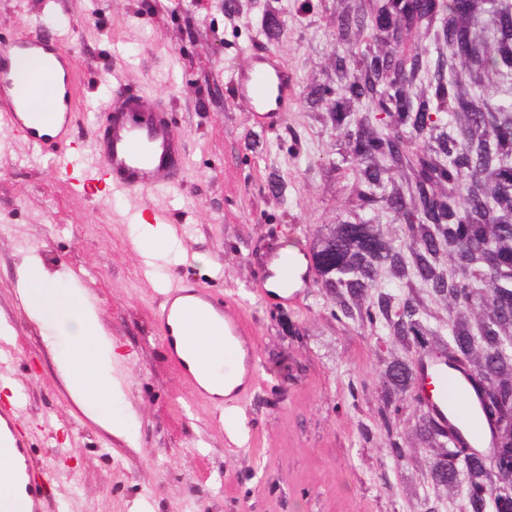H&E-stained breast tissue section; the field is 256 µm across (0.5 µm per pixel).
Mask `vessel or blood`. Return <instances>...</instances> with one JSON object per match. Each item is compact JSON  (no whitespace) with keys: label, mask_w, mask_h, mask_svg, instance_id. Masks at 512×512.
Masks as SVG:
<instances>
[{"label":"vessel or blood","mask_w":512,"mask_h":512,"mask_svg":"<svg viewBox=\"0 0 512 512\" xmlns=\"http://www.w3.org/2000/svg\"><path fill=\"white\" fill-rule=\"evenodd\" d=\"M32 56L66 63L67 55L59 42L46 34L20 32L0 44V124L25 136L27 141L52 155L74 187L91 193L112 188L133 194H146L175 181L182 166L183 146L169 110L121 86L113 90L108 103L110 121L81 166L68 163L78 141L73 134L75 89L71 77H64L62 108L51 113L56 121L55 133L42 130L30 120L28 97L16 93L12 69L14 58ZM232 96L242 104L250 122L257 127L277 126L283 112L296 101L293 72L277 52L257 49L244 56L232 79ZM294 261L273 254L266 267L267 276L289 269L288 284L277 295L280 304H294L305 297L311 286L309 273L294 274ZM166 357L181 372L188 373L185 352L177 348V336L187 337L191 352L223 358L221 372L233 380L238 369L247 378H255L253 359H241L238 346L250 331L239 312L213 298L191 283L173 286L163 298L159 312ZM415 386L424 401L426 412L441 426L458 431L464 446L480 457H488L493 446V428L484 419L483 396L473 385L467 371L436 358L423 357L415 368ZM14 410L0 409V443L16 448L20 464L9 476L12 484L24 487L26 512H44V474L37 471L27 444L16 433Z\"/></svg>","instance_id":"vessel-or-blood-1"}]
</instances>
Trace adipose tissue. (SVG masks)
<instances>
[{"label": "adipose tissue", "mask_w": 512, "mask_h": 512, "mask_svg": "<svg viewBox=\"0 0 512 512\" xmlns=\"http://www.w3.org/2000/svg\"><path fill=\"white\" fill-rule=\"evenodd\" d=\"M18 291L31 321L41 329L72 400L109 434L133 439L131 416L117 406L118 359L87 298L49 275L38 256L23 266Z\"/></svg>", "instance_id": "ef3b65f1"}]
</instances>
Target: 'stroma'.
<instances>
[{
  "instance_id": "stroma-1",
  "label": "stroma",
  "mask_w": 512,
  "mask_h": 512,
  "mask_svg": "<svg viewBox=\"0 0 512 512\" xmlns=\"http://www.w3.org/2000/svg\"><path fill=\"white\" fill-rule=\"evenodd\" d=\"M0 0V41L55 35L73 69L75 134L108 125L118 85L170 104L184 145L178 182L144 196L75 193L66 174L0 127V405L52 478L45 512H464V488L434 486L416 434L419 411L393 422L408 451L391 457L377 408V358L391 345L344 327L313 287L295 306L260 293L271 252H308L314 233L359 212L354 174H335L340 138L312 87L332 71L341 0ZM275 10L278 35L261 25ZM283 55L297 101L279 126L251 125L230 97L252 48ZM175 230L173 253L147 262L130 237L141 209ZM71 272L120 356L118 406L135 445L71 400L17 288L22 262ZM233 303L259 372L242 400L195 397L168 363L158 314L181 282ZM366 378L364 393L349 382Z\"/></svg>"
}]
</instances>
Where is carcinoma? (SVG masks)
I'll use <instances>...</instances> for the list:
<instances>
[{
    "instance_id": "carcinoma-1",
    "label": "carcinoma",
    "mask_w": 512,
    "mask_h": 512,
    "mask_svg": "<svg viewBox=\"0 0 512 512\" xmlns=\"http://www.w3.org/2000/svg\"><path fill=\"white\" fill-rule=\"evenodd\" d=\"M370 26L372 37L394 42L384 56L352 38ZM404 27L436 28L450 59L469 64L468 78L444 75L445 60L428 58L397 41ZM492 54L484 50L488 40ZM346 46L336 78L314 91L344 132L342 161L356 165L360 208L366 218L326 224L314 235L310 258L319 287L331 296V315L397 344L404 355L380 358L379 409L394 461L407 452L391 418L414 394L413 352L433 342L463 366L484 393L483 410L495 428L494 453L468 452L452 430L425 411L418 416L432 481L463 476L465 512H512V108L494 103L484 79H512V0H346L336 26ZM433 74L429 99L409 89ZM365 106V111L356 108ZM401 171L404 178H393ZM383 212L404 225L394 240L381 231ZM455 258L453 271L442 262ZM448 297V322L431 323L430 300ZM486 307L476 323L472 310Z\"/></svg>"
}]
</instances>
